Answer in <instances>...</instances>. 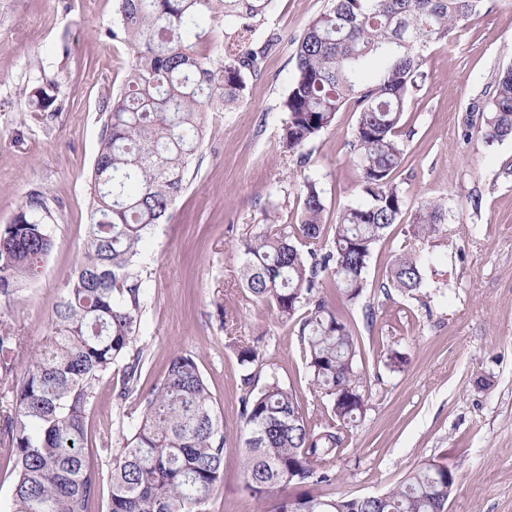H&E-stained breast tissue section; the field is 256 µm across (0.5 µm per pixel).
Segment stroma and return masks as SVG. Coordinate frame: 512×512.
Returning <instances> with one entry per match:
<instances>
[{
  "mask_svg": "<svg viewBox=\"0 0 512 512\" xmlns=\"http://www.w3.org/2000/svg\"><path fill=\"white\" fill-rule=\"evenodd\" d=\"M324 6L274 0L266 26L284 44L249 79L236 111L209 113L173 217L157 227L142 260L141 391L164 377L172 356L192 355L224 419V485L209 512L257 510L241 482L244 386L235 344L260 339L281 382L308 411L319 406L297 326L238 287V244L262 225L295 222L305 177L324 191L325 223L366 200L350 160L351 108L309 141L307 166L280 144V105L295 66L286 41ZM117 26V0H0V224L34 188L48 193L54 215V249L5 315L26 352L49 334L60 288L81 257L101 114L131 57L129 45L112 35ZM425 57V82L401 120L407 155L395 181L408 210L436 198L448 222L420 243L430 260L417 296L379 289L412 239L409 224L392 225L373 249L365 294L347 313L367 378V411L335 463L332 490L340 497L381 494L435 460L459 476L446 512H512V139L489 145L466 127L495 74L512 65V0H487L447 46ZM49 83L57 87L54 111H32L31 89ZM225 315L232 330L221 325ZM395 351L406 359L397 371L388 366ZM137 413L135 404H114L110 379L99 383L84 453L101 477L110 475L112 459L100 434Z\"/></svg>",
  "mask_w": 512,
  "mask_h": 512,
  "instance_id": "35a3bbf8",
  "label": "stroma"
}]
</instances>
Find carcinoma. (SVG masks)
Here are the masks:
<instances>
[{"instance_id": "1", "label": "carcinoma", "mask_w": 512, "mask_h": 512, "mask_svg": "<svg viewBox=\"0 0 512 512\" xmlns=\"http://www.w3.org/2000/svg\"><path fill=\"white\" fill-rule=\"evenodd\" d=\"M273 0H120V32L132 50L123 89L105 113L91 173L82 257L53 309L51 331L19 379L18 337L0 329V384H10L12 410L0 435L16 461L12 512H91L100 477L82 453L96 386L112 370L118 406L134 402L137 419L118 429L112 454L110 512H207L223 487L224 420L196 360L174 355L163 379L139 389L145 366L146 306L141 259L172 206L203 144L205 114L232 112L244 100L269 53L261 42ZM485 0H327L294 40L295 71L282 101L280 143L303 166L306 144L331 128L345 105L357 112L352 159L367 202L324 223L323 190L304 182L297 224H267L240 241L242 287L253 299L298 324L306 344L310 390L323 407L309 413L275 371L262 386L259 340L236 347L246 386L240 399L243 490L260 512H444L448 467L423 464L379 495L336 497L319 490L336 481V458L366 411L367 379L345 311L364 295L373 247L406 212L393 173L405 158L398 129L419 90L424 52L451 42ZM224 25V40L212 41ZM35 112L56 97L31 90ZM489 145L512 138V67L472 107ZM53 218L43 190L30 191L0 225V298L16 303L52 252ZM448 210L424 200L410 213L412 235L439 232ZM424 256L404 249L380 288L414 295L425 287Z\"/></svg>"}]
</instances>
